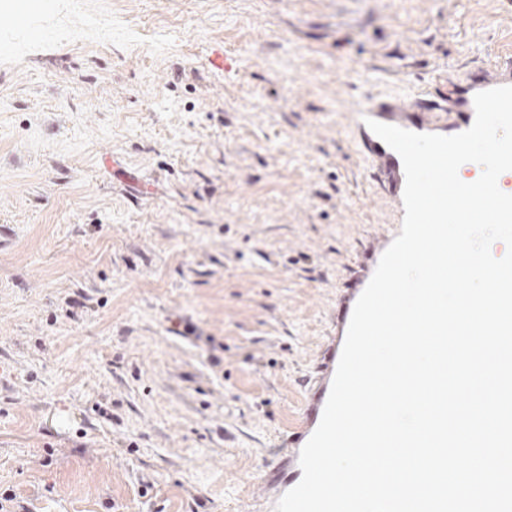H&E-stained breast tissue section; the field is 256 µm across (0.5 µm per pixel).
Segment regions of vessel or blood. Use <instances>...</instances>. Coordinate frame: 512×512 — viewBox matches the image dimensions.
<instances>
[{
  "mask_svg": "<svg viewBox=\"0 0 512 512\" xmlns=\"http://www.w3.org/2000/svg\"><path fill=\"white\" fill-rule=\"evenodd\" d=\"M512 85V53H498L480 71L477 80L449 81L448 85L428 86L407 96L371 95L359 101L354 113L353 130L359 153L369 165L370 177L382 195L395 206L403 204L405 173L399 155L378 138L365 124L366 119L395 125L412 132L455 135L469 129L475 120L474 97L478 92ZM401 230L391 224L377 245L371 246L363 275L353 277L336 305L335 330L326 345L316 375L289 436L282 438L270 459L258 494L247 512H274L278 499L298 484L302 477L299 454L320 423L354 305L366 288L381 256Z\"/></svg>",
  "mask_w": 512,
  "mask_h": 512,
  "instance_id": "vessel-or-blood-1",
  "label": "vessel or blood"
}]
</instances>
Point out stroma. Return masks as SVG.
<instances>
[{
  "mask_svg": "<svg viewBox=\"0 0 512 512\" xmlns=\"http://www.w3.org/2000/svg\"><path fill=\"white\" fill-rule=\"evenodd\" d=\"M510 48L512 0H33L0 27V512H245L392 222L353 103Z\"/></svg>",
  "mask_w": 512,
  "mask_h": 512,
  "instance_id": "obj_1",
  "label": "stroma"
}]
</instances>
